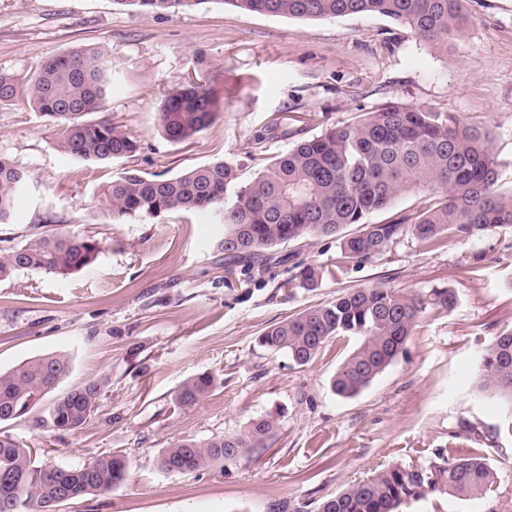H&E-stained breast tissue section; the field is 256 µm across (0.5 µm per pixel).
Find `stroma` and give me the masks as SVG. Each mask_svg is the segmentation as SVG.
Returning a JSON list of instances; mask_svg holds the SVG:
<instances>
[{"instance_id":"stroma-1","label":"stroma","mask_w":512,"mask_h":512,"mask_svg":"<svg viewBox=\"0 0 512 512\" xmlns=\"http://www.w3.org/2000/svg\"><path fill=\"white\" fill-rule=\"evenodd\" d=\"M468 24L447 50L379 14L298 19L243 12L211 0L176 14H148L114 0H0V71L28 82L47 58L105 50L112 70L101 119L136 141L133 157L85 162L64 154L55 123L27 106L0 108V156L28 184L0 223V250L66 229L94 236L91 266L61 277L21 271L0 281V372L49 353L71 370L63 394L103 379L99 411L72 432L45 422L51 398L0 424L37 448V464L76 468L97 456L126 457L125 480L59 512H317L320 503L388 466H426L439 449L483 454L498 479L486 496L409 501L402 512H512V436L496 434L497 399L475 387L483 350L512 329V229L428 249L413 236L312 291L272 266L245 285L226 274L223 225L207 214L112 220L102 187L122 169L175 176L221 160L239 184L277 155L389 101L461 115L489 132L497 187L512 193V0H467ZM220 101L214 123L180 143L162 137L157 113L187 77ZM408 294L447 287L448 310H427L399 357L366 389L331 390L354 336L328 341L298 366L259 345L270 327L348 288ZM218 384L204 400L175 394L197 374ZM275 417L266 447L190 474L158 466L181 439L232 435Z\"/></svg>"}]
</instances>
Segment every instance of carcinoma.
<instances>
[{
  "label": "carcinoma",
  "mask_w": 512,
  "mask_h": 512,
  "mask_svg": "<svg viewBox=\"0 0 512 512\" xmlns=\"http://www.w3.org/2000/svg\"><path fill=\"white\" fill-rule=\"evenodd\" d=\"M145 13L166 14L209 0H114ZM246 12L288 18H336L378 13L408 27L434 47L465 31V0H219ZM109 68L97 47L58 53L45 60L26 84L0 72V107L29 104L60 127V149L85 161L110 162L138 151L137 142L108 121L89 118L105 109ZM213 93L188 80L165 98L158 128L170 142H182L216 118ZM497 161L491 136L448 112L390 101L362 118L303 140L276 156L245 186H237L234 166L215 161L172 177L125 171L101 194L112 218H156L178 211L213 212L224 224V268L244 263L263 267L287 263L293 255L278 247L308 237L338 236L336 269L361 265L384 255L397 239L410 234L430 248L502 227L512 228V194L496 188ZM26 174L0 157V223L13 213ZM427 191L442 197L414 220L367 224L366 216L388 207L404 192ZM351 224L359 229L341 236ZM102 252L97 238L46 231L26 244L0 252V281L19 271L66 276L93 264ZM292 286L313 290L332 274L318 263L292 265ZM457 296L435 288L428 297L390 288H350L269 327L259 342L284 351L299 366L310 363L336 336H356L359 346L340 364L333 392L353 397L405 352L412 330L427 307L451 309ZM70 358L47 354L0 372V423L30 412L70 372ZM107 381L85 382L54 400L49 423L57 431H76L96 414ZM217 380L202 373L186 380L177 401L191 406L211 393ZM478 390L496 396L511 419L512 329L495 337L481 358ZM277 421L265 417L236 434L207 441L183 439L164 449L159 467L188 474L218 461H234L262 448ZM36 448L0 436V512H57L71 500L105 493L120 485L128 463L108 453L78 468L40 466ZM496 471L484 455L447 456L440 451L425 468L392 465L350 485L320 504L318 512H399L410 500L431 494L469 499L489 492Z\"/></svg>",
  "instance_id": "obj_1"
}]
</instances>
